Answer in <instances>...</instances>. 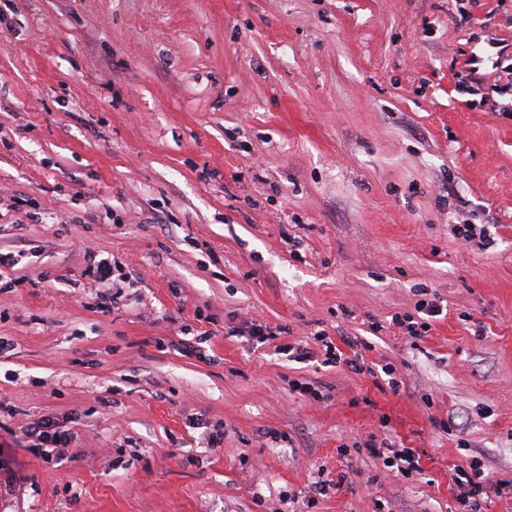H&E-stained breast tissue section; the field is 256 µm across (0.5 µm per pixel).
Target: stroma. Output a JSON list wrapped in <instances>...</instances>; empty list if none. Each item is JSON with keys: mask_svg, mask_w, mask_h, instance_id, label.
<instances>
[{"mask_svg": "<svg viewBox=\"0 0 512 512\" xmlns=\"http://www.w3.org/2000/svg\"><path fill=\"white\" fill-rule=\"evenodd\" d=\"M509 64L512 0H0V512H464L452 465L512 479ZM321 329L402 386L279 353ZM384 439L421 474L351 449ZM85 258L87 266L84 269V276L90 281L91 287L95 288H116L113 297L121 295L122 285L126 283L128 275L119 273L118 281L115 279V267H112V260L108 255L101 254L94 250L86 251ZM422 321L413 320L414 317L408 314H394L391 316L390 324H393L395 327L399 328L406 334L407 336L413 339H421L424 336V333L427 332L428 327L430 326L428 322V318H424L419 316ZM236 336H249V339L256 341L260 344H265L270 340L277 338L278 334H281V328H271L263 323H257L256 321L246 322L245 326L237 331ZM55 421L42 419L33 423L25 430L26 437L34 442V448L42 449V458L46 463L59 464L73 455L72 448H68V440L64 431Z\"/></svg>", "mask_w": 512, "mask_h": 512, "instance_id": "stroma-1", "label": "stroma"}]
</instances>
